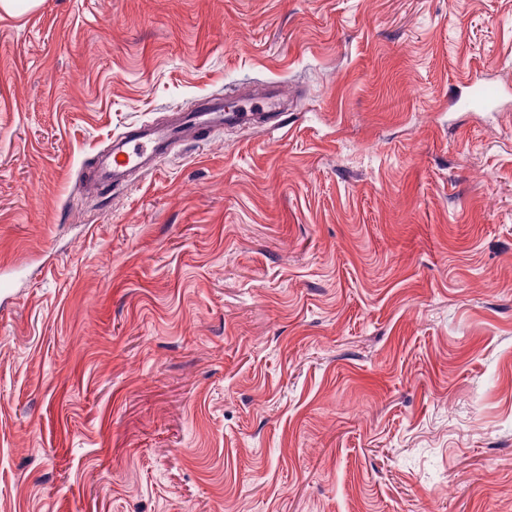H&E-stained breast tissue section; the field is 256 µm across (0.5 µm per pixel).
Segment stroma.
<instances>
[{
  "label": "stroma",
  "mask_w": 512,
  "mask_h": 512,
  "mask_svg": "<svg viewBox=\"0 0 512 512\" xmlns=\"http://www.w3.org/2000/svg\"><path fill=\"white\" fill-rule=\"evenodd\" d=\"M0 276V512H512V0L0 10ZM470 87L472 88L470 96L462 102V106L465 108L493 104L500 95V90L495 87L475 82H472ZM282 95L278 88L261 84L249 97L238 93L230 99L207 96L196 100L177 113L173 121L144 122L130 125L112 137L99 156L93 181L101 187L120 189L133 174H148L167 159L173 150L187 140H195L206 129H224L272 120L281 112Z\"/></svg>",
  "instance_id": "35a3bbf8"
}]
</instances>
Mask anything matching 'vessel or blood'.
I'll list each match as a JSON object with an SVG mask.
<instances>
[{"instance_id": "vessel-or-blood-1", "label": "vessel or blood", "mask_w": 512, "mask_h": 512, "mask_svg": "<svg viewBox=\"0 0 512 512\" xmlns=\"http://www.w3.org/2000/svg\"><path fill=\"white\" fill-rule=\"evenodd\" d=\"M281 98L278 88L263 84L249 97L235 96L230 104L222 97L207 96L178 112L174 120L128 126L99 156L93 180L102 187L122 188L132 175L153 171L178 145L204 130L273 119L281 110Z\"/></svg>"}]
</instances>
